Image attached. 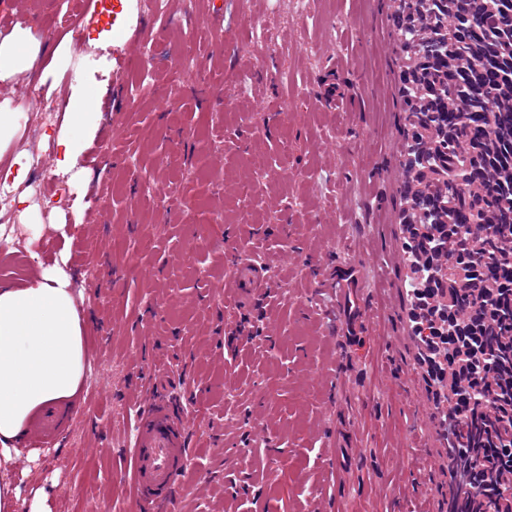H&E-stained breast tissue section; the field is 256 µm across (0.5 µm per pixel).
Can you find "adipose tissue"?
Listing matches in <instances>:
<instances>
[{
    "mask_svg": "<svg viewBox=\"0 0 512 512\" xmlns=\"http://www.w3.org/2000/svg\"><path fill=\"white\" fill-rule=\"evenodd\" d=\"M86 316L62 271L0 284V512H17L12 450L33 418L74 404L86 375Z\"/></svg>",
    "mask_w": 512,
    "mask_h": 512,
    "instance_id": "adipose-tissue-1",
    "label": "adipose tissue"
}]
</instances>
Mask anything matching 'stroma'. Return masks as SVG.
Returning a JSON list of instances; mask_svg holds the SVG:
<instances>
[{"instance_id": "35a3bbf8", "label": "stroma", "mask_w": 512, "mask_h": 512, "mask_svg": "<svg viewBox=\"0 0 512 512\" xmlns=\"http://www.w3.org/2000/svg\"><path fill=\"white\" fill-rule=\"evenodd\" d=\"M55 0H11L0 33V113L32 108L20 84L68 112L38 135L0 138V158L58 139L81 164L79 233L33 238L45 268L78 279L90 315L82 403L63 446L32 436L15 455L17 512H134L130 443L137 375L190 416L182 512H448L447 444L411 334L412 273L397 263L409 207L405 58L390 0H167L141 45L136 0H100L80 29L112 76L67 82L71 35ZM267 20L263 43L250 36ZM192 48L205 83L178 67ZM85 112L73 128L67 115ZM107 152L110 166L83 162ZM268 267V330L231 331L255 299L225 290L234 253ZM356 261L357 279L321 273Z\"/></svg>"}]
</instances>
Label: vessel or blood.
Masks as SVG:
<instances>
[{"mask_svg": "<svg viewBox=\"0 0 512 512\" xmlns=\"http://www.w3.org/2000/svg\"><path fill=\"white\" fill-rule=\"evenodd\" d=\"M236 263L246 293L264 294L265 266L243 255ZM132 408L135 429L131 459L137 512H179L176 486L184 471L189 420L177 401L164 399L146 384L135 396Z\"/></svg>", "mask_w": 512, "mask_h": 512, "instance_id": "obj_1", "label": "vessel or blood"}]
</instances>
